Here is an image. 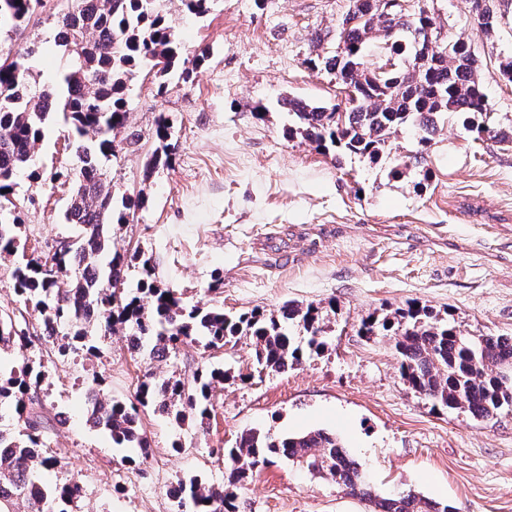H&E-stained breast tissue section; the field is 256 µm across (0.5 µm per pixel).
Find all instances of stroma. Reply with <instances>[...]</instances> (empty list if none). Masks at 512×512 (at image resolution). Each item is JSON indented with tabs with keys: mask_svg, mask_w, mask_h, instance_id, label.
<instances>
[{
	"mask_svg": "<svg viewBox=\"0 0 512 512\" xmlns=\"http://www.w3.org/2000/svg\"><path fill=\"white\" fill-rule=\"evenodd\" d=\"M422 2L444 33L470 45L492 108L489 123L512 132V83L499 68L512 59V0H495L498 23L490 33L475 21L470 0ZM60 7L48 0L23 32L0 39L6 48L37 43L32 75L40 86L53 84L65 64L53 41L52 14ZM162 8L186 72L170 78L166 93L142 76L127 94L140 148L119 152L105 173L116 193L143 195L145 203L114 226L113 246L152 255L158 284L192 304L336 311L325 317L324 349L261 376L252 338L217 351L188 342L176 359L154 361L129 349L121 326L95 353L58 362L38 337L39 314L29 312L32 344L0 362L17 366L27 358L46 367L35 410L67 462L65 477L83 486L70 512H176V482L223 483L222 451L242 433L314 429L336 432L375 495L415 491L456 512H512V411L480 421L434 408L401 379L391 339L357 333L362 318L416 302L452 312L465 333L512 336V144L474 140L460 120L443 115L426 168L390 175L417 147L410 126L377 162L350 154L335 160L288 138L282 101L345 105L333 75L306 60L349 0H210L201 18L185 13L180 0H163ZM162 113L174 123L172 164L148 176L144 163ZM69 132L59 119L47 125L15 188L21 236L46 254L74 233L61 220L70 193L62 174L77 165ZM217 277L224 288L214 293L208 286ZM215 362L231 377L214 393L206 428H180L144 411L150 448L143 454L114 447L108 433L86 423L91 383L126 401L145 374L189 379ZM237 494V512H374L328 476L282 458L249 476Z\"/></svg>",
	"mask_w": 512,
	"mask_h": 512,
	"instance_id": "stroma-1",
	"label": "stroma"
}]
</instances>
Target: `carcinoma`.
Here are the masks:
<instances>
[{
  "label": "carcinoma",
  "instance_id": "carcinoma-1",
  "mask_svg": "<svg viewBox=\"0 0 512 512\" xmlns=\"http://www.w3.org/2000/svg\"><path fill=\"white\" fill-rule=\"evenodd\" d=\"M41 0H0V32L25 29ZM161 0H74L75 8L55 13V45L68 58L67 69L50 86L30 82L29 58L16 51L10 64L0 59V201L12 203L15 178L31 160L44 127L52 118L62 119L76 136L79 165L66 173L73 183L63 211L67 224L81 227L75 237L58 242L53 253L33 256L12 272L17 302L31 306L47 327H58L66 339L53 351L64 360L82 349L91 351L88 329L109 333L117 324L131 329L136 352L153 360L170 358L187 341L218 350L243 336L255 341L259 371L283 372L318 353L325 346L319 308L285 306L279 314L255 308L237 315L187 304L169 288L156 284L152 257L143 252L126 255L112 247V226L123 224L141 205L140 197L115 196L103 163L122 150L135 149L139 135L129 133L126 91L144 68L163 90L180 67V47L174 27L160 9ZM485 2L475 20L486 31L494 29L497 15ZM385 31L384 56L398 46L413 57L407 66L384 70L365 64V53L374 34ZM83 44V52L75 47ZM324 69L349 90L346 104L327 111L294 99L283 107L294 116L288 136L300 135L316 147L375 162L391 150L400 127L417 129L420 150L412 152L404 168L426 162L435 118L443 113L463 117L477 139L499 132L470 121L486 113L489 103L478 78L477 59L466 42L442 35L422 9L406 20L403 15L379 12L378 0H350L347 13L336 28V50L321 57ZM172 125L161 118L156 126L158 146L147 158L145 174L169 163L167 141ZM17 224L12 210L0 209V256L17 248ZM138 271L135 287L128 284L130 268ZM306 333V343L295 341ZM358 333L392 336L402 380L435 407L458 410L476 420H488L512 409V336L463 333L453 314L441 316L416 302L382 317L361 320ZM32 342L26 319L8 309L0 310V351L22 353ZM45 378L42 364L28 360L18 368L0 369V404L13 405L22 430H0V512H11L14 497L25 496L40 505L36 512H67L82 494L74 479L46 485L41 473L63 468L51 454L41 432V416L28 411L30 392ZM224 384V369L203 368L190 380L174 375L140 381L133 400L126 403L95 393L90 409L93 426L101 428L120 448H138L147 454L149 442L140 430L139 411L152 407L181 426L190 420L201 425L210 419L213 393ZM228 466L224 485L206 487L197 480H179L174 499L177 512H236L237 486L253 471L276 457L300 463L313 473L331 477L336 485L363 500H372L369 485L336 434L315 430L296 435L244 433L233 448L224 450ZM374 512H455L447 503L415 493L375 501Z\"/></svg>",
  "mask_w": 512,
  "mask_h": 512
}]
</instances>
